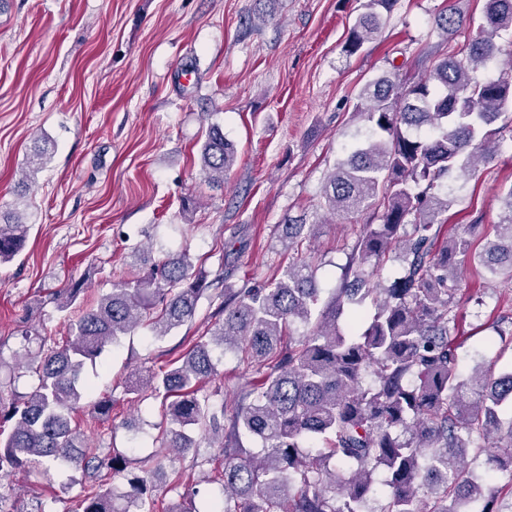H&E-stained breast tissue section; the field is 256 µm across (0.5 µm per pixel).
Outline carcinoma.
Segmentation results:
<instances>
[{
    "mask_svg": "<svg viewBox=\"0 0 512 512\" xmlns=\"http://www.w3.org/2000/svg\"><path fill=\"white\" fill-rule=\"evenodd\" d=\"M398 0H364L346 52L356 53L379 31ZM512 31V0H486L478 34L444 53L429 76L405 85L390 73L360 91L355 114L366 138L355 143L327 179L323 213L310 224L288 218L280 237L292 261L263 286L224 285L195 271L189 253L168 255L143 274L113 286L69 320L67 340L27 330L35 342L31 391L0 404L12 423L0 441V472L34 467L42 474L70 467L88 485L80 512H158L147 475L192 456L212 461L219 449L224 504L208 512H500L493 486L467 468L470 452L486 455L489 475H512V368L459 370L460 274L466 265L512 279V187L504 212L487 227L477 218L444 241L439 235L456 176L474 175L502 153L512 132V79L481 72L498 62L495 38ZM237 153L218 126L201 146L200 169L224 182ZM364 215L340 285L319 306L318 267L302 255L303 241L336 215ZM29 224L0 215V262L23 249ZM400 250L397 276L384 286L379 264ZM218 287L222 319L177 359L127 385L136 396L167 401L166 427L154 454L126 477L128 490L102 483V472L127 469L125 457L92 448L72 424L90 389L82 376L110 345L146 325L163 337L195 316L200 298ZM84 288L52 293L61 312L77 308ZM374 306L365 319L358 310ZM353 311L348 331L337 320ZM294 323L307 328L286 336ZM242 353L246 381L231 416L224 399L202 393L219 375L214 348ZM204 435L195 437L190 430ZM327 441L315 458L304 448ZM257 439L261 453L243 441ZM388 472L385 503L374 510L373 474Z\"/></svg>",
    "mask_w": 512,
    "mask_h": 512,
    "instance_id": "1",
    "label": "carcinoma"
}]
</instances>
